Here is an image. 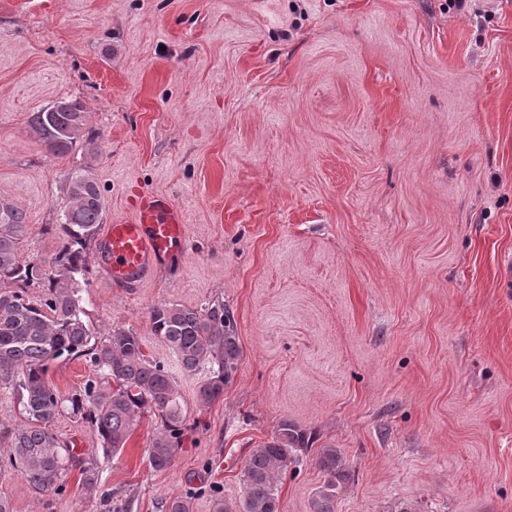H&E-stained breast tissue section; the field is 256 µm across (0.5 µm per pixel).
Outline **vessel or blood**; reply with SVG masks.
Wrapping results in <instances>:
<instances>
[{
    "mask_svg": "<svg viewBox=\"0 0 512 512\" xmlns=\"http://www.w3.org/2000/svg\"><path fill=\"white\" fill-rule=\"evenodd\" d=\"M185 235L180 209L162 197L141 198L130 220L106 227L101 255L108 278L116 284L144 279L171 259Z\"/></svg>",
    "mask_w": 512,
    "mask_h": 512,
    "instance_id": "obj_1",
    "label": "vessel or blood"
}]
</instances>
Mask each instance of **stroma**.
I'll use <instances>...</instances> for the list:
<instances>
[{"label":"stroma","instance_id":"1","mask_svg":"<svg viewBox=\"0 0 512 512\" xmlns=\"http://www.w3.org/2000/svg\"><path fill=\"white\" fill-rule=\"evenodd\" d=\"M62 98L83 102L94 151L57 156L31 130ZM88 166L103 223L146 194L186 220L134 284L90 242L83 293L97 333L173 365L172 466L147 459L158 418L114 456L81 418L53 425L132 512L234 504L285 418L314 442L279 512H312L328 447L351 472L336 512H512V0H0V204L27 217L24 256L58 253L46 229ZM215 300L242 356L201 408L150 312ZM91 373L68 356L48 378L67 396ZM63 486L0 475L14 512H98L79 470Z\"/></svg>","mask_w":512,"mask_h":512}]
</instances>
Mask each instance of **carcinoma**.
I'll list each match as a JSON object with an SVG mask.
<instances>
[{"mask_svg":"<svg viewBox=\"0 0 512 512\" xmlns=\"http://www.w3.org/2000/svg\"><path fill=\"white\" fill-rule=\"evenodd\" d=\"M59 112L45 109L29 119L31 128L56 155L83 140L87 112L78 99L63 98ZM104 200L91 168L73 176L66 187L63 222L49 231L61 241L52 263L22 256L27 224L24 212L0 205V392L16 398L22 422L5 428L11 452L6 469L37 493L62 490V475L79 467L88 497H99L104 512H131L132 500L99 492V473L83 465L76 448L61 440L53 424L62 415L91 425L102 450L117 454L140 419L153 415L162 428L151 438V468L172 465L185 429L186 410L178 381L168 365L146 357L143 339L115 328L97 336L85 319L81 284L89 271L87 246L100 228ZM41 288L35 298L29 289ZM153 335L171 351L184 373L205 372L196 402L205 407L224 394L241 358L235 323L224 301L197 310L161 304L151 310ZM63 356L88 358L93 376L83 389L63 396L48 380L49 362ZM309 436L299 425L279 422L272 437L252 449L244 465V494L229 506L213 502V512H278V480L308 449ZM318 464L327 479L312 503L313 512H335L336 489L348 478L340 454L323 448Z\"/></svg>","mask_w":512,"mask_h":512,"instance_id":"1","label":"carcinoma"}]
</instances>
